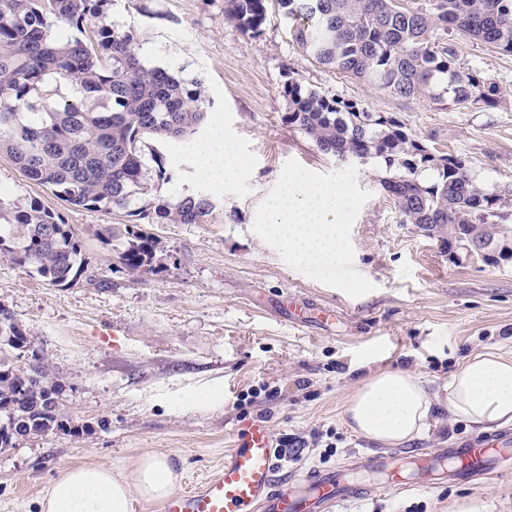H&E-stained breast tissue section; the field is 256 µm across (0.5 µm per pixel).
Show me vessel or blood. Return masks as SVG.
Wrapping results in <instances>:
<instances>
[{"instance_id": "obj_1", "label": "vessel or blood", "mask_w": 512, "mask_h": 512, "mask_svg": "<svg viewBox=\"0 0 512 512\" xmlns=\"http://www.w3.org/2000/svg\"><path fill=\"white\" fill-rule=\"evenodd\" d=\"M270 429L244 422L236 429L224 465L161 504V512H332L336 504L359 501L388 489L479 486L512 470V433L481 435L432 451L358 453L344 464L311 469L292 478L277 475Z\"/></svg>"}]
</instances>
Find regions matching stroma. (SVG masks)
I'll use <instances>...</instances> for the list:
<instances>
[{"mask_svg": "<svg viewBox=\"0 0 512 512\" xmlns=\"http://www.w3.org/2000/svg\"><path fill=\"white\" fill-rule=\"evenodd\" d=\"M112 23L133 30L147 66L185 80L202 78L208 124L184 141L160 144L169 181L151 180L127 208L69 207L0 155V191L40 199L73 224L94 282L56 288L0 261V303L48 358L65 386L63 405L81 436L51 433L0 453V512H39L62 469L98 463L130 471L147 453L169 455L184 481L213 474L241 420L265 415L274 437L323 435L321 447L285 459L282 472L332 468L381 446L355 432L345 407L374 374L406 370L432 392L480 353L512 357V263L456 262L439 241L405 224L381 183L377 161L358 165L371 197L350 235L353 267L374 286L351 297L292 268L254 231L256 212L288 160L329 173L345 161L319 151L288 125L281 90L287 74L330 96L393 116L431 148L467 159L478 180L512 184V56L458 40L461 63L481 69L509 95L497 108L436 106L404 99L320 64L293 40L278 6L262 35H244L224 16V0H112ZM220 126L239 159L236 174L215 185L201 176L199 144ZM204 193L213 207L197 224H148L160 241L161 267L134 273L124 244H104L105 226L135 223L156 198ZM334 311L327 324L291 326L279 307L287 295ZM120 328L111 337L112 328ZM275 389L267 398L266 389ZM250 389L253 404L238 397ZM476 434L439 404L415 448H440ZM512 512V476L481 486L390 491L335 512Z\"/></svg>", "mask_w": 512, "mask_h": 512, "instance_id": "stroma-1", "label": "stroma"}]
</instances>
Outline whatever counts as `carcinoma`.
<instances>
[{
	"mask_svg": "<svg viewBox=\"0 0 512 512\" xmlns=\"http://www.w3.org/2000/svg\"><path fill=\"white\" fill-rule=\"evenodd\" d=\"M270 0H225L226 19L257 37ZM292 37L337 72L402 98L458 108H493L508 92L461 66L454 40L465 36L512 55V0H277ZM112 0H0V153L29 180L71 207L127 206L151 176L171 180L146 142L187 139L207 121L205 85L145 67L132 30L109 22ZM61 23L76 30L66 35ZM73 87L57 96L60 83ZM286 123L325 154L375 159L392 176L383 189L402 223L453 249L473 238L492 243L490 259L512 262V188L477 180L467 161L440 153L394 117L303 88L287 74ZM212 208L205 195L164 198L139 216L155 224H197ZM125 243L133 272L160 264L159 242L133 225L106 227L103 242ZM0 259L58 288L92 281L83 244L63 214L32 198L0 195ZM39 351L34 336L0 304V452L49 432L80 434L60 408L64 386L49 360L32 371L16 360Z\"/></svg>",
	"mask_w": 512,
	"mask_h": 512,
	"instance_id": "cac0c4a2",
	"label": "carcinoma"
}]
</instances>
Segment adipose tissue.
Instances as JSON below:
<instances>
[{"mask_svg": "<svg viewBox=\"0 0 512 512\" xmlns=\"http://www.w3.org/2000/svg\"><path fill=\"white\" fill-rule=\"evenodd\" d=\"M202 176L219 184L236 170L235 154L221 130L199 152ZM448 413L487 432L512 424V359L487 353L474 356L448 379ZM433 398L421 380L404 370L371 376L349 400L345 413L363 437L397 445L427 428ZM181 476L168 456L148 453L131 473L99 464L63 469L40 502V512H130L133 497L159 501L178 487Z\"/></svg>", "mask_w": 512, "mask_h": 512, "instance_id": "1", "label": "adipose tissue"}]
</instances>
